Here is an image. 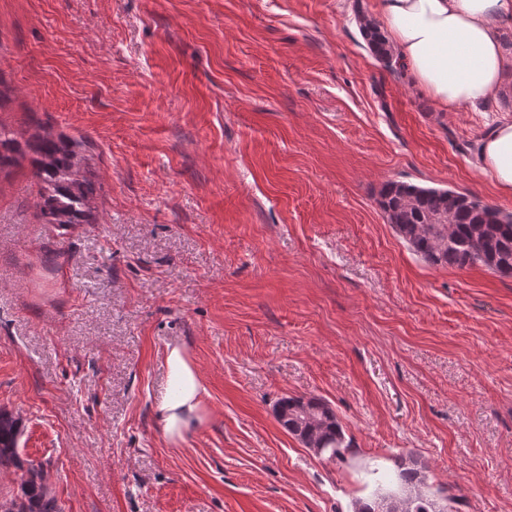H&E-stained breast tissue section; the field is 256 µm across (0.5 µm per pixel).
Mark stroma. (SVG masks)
<instances>
[{
  "label": "stroma",
  "instance_id": "stroma-1",
  "mask_svg": "<svg viewBox=\"0 0 512 512\" xmlns=\"http://www.w3.org/2000/svg\"><path fill=\"white\" fill-rule=\"evenodd\" d=\"M372 0H0V124L84 139L96 221L0 169V410L60 512H353L413 455L455 512H512V278L431 266L387 181L512 213L475 165L512 98L446 112L359 33ZM201 419L153 410L168 345ZM318 398L344 459L278 423ZM166 365L168 386L155 406V417L164 436L175 443L200 419L202 384L181 345L168 346Z\"/></svg>",
  "mask_w": 512,
  "mask_h": 512
}]
</instances>
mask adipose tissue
I'll return each instance as SVG.
<instances>
[{"label": "adipose tissue", "instance_id": "1", "mask_svg": "<svg viewBox=\"0 0 512 512\" xmlns=\"http://www.w3.org/2000/svg\"><path fill=\"white\" fill-rule=\"evenodd\" d=\"M373 11L413 81L442 107L455 112L503 92L512 59L497 29L512 25V0H374ZM476 163L500 193L512 195V119L489 128ZM166 365L155 417L175 443L199 417L202 384L181 345H169Z\"/></svg>", "mask_w": 512, "mask_h": 512}]
</instances>
